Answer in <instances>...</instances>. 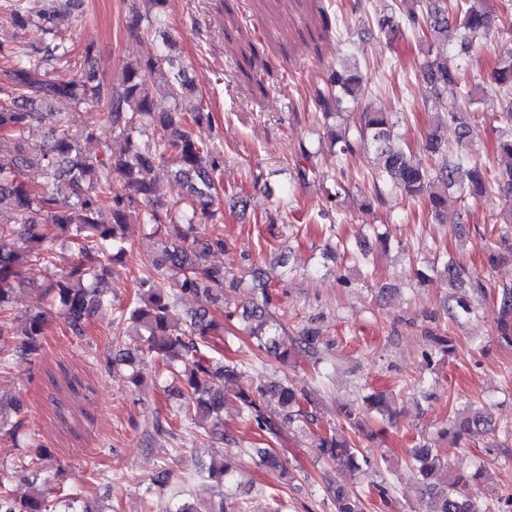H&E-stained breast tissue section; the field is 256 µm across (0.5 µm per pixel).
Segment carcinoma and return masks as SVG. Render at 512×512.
Instances as JSON below:
<instances>
[{
  "mask_svg": "<svg viewBox=\"0 0 512 512\" xmlns=\"http://www.w3.org/2000/svg\"><path fill=\"white\" fill-rule=\"evenodd\" d=\"M131 7L130 32L140 34L162 23L169 0H141ZM405 10L378 22L379 31L388 33L401 26L421 35L425 41H442L462 60H468L479 38L495 25L489 0H401ZM73 0H47L36 18L14 9L12 24L24 35L16 47L0 46V57L9 62L0 84V134L12 137V150L0 154V312L12 306L14 282L33 266L52 264L54 244L61 242L73 249L75 259L62 275L44 288L47 305L29 310L20 324L0 322V357L26 359L37 354L48 326L51 310L63 317L70 333L87 336L90 320L104 303L100 285L112 274V262L128 252L126 228L132 221L160 225L166 234L153 242L156 258L142 272L134 298L120 309L112 325V342L125 336L135 342V351L160 358L165 370L175 379L172 393L180 403L173 418L204 430L210 446L229 444L241 447L233 436L224 433V403L236 399L246 420L273 440L285 426L309 427L317 418L309 406L316 391L296 387L287 378L268 373V366L253 362H224V355L208 345L207 337L223 329L214 312L190 313L181 323L174 317L178 300L187 295L204 296L217 309L224 310L225 289H236L241 280L207 264V257L225 247L224 230L219 227L218 172L224 158L197 138L193 128L210 126L213 112L202 100L184 108L181 100L195 86L176 74L158 92L152 75L162 64L175 67L169 56H153L130 61L122 69L121 80L110 84L76 69L73 48L65 40H56L57 21ZM462 67H450L437 60L427 61L414 75L429 89L421 98L424 111L436 112L427 134L423 152L427 164L400 144L397 123L388 112H380L367 102L368 90L359 64L336 69L316 90L315 105L326 118L342 112L360 110L350 134L334 133L329 152L342 159L354 147L371 148L376 167L368 187L371 198L381 203L389 191H400L411 198H425L432 213H448V195L458 190L481 196L495 189L512 215V130L497 142V152L506 164L492 169L490 163L475 158L469 151L471 99L462 92L461 103L444 109L441 91L458 87ZM495 97L501 114L512 121V53L501 56L492 70ZM172 101L173 108L158 110V97ZM67 100L77 106H92L96 123L112 127L126 142L119 153L106 151L91 155L82 142L95 138L90 125L81 133H70L69 119L52 110L55 102ZM49 125L48 139L33 143L30 128ZM155 127L157 137L141 146L139 139ZM319 153L302 150L297 162V179L308 182L316 177ZM40 167L53 180V189L41 191L31 186L24 172ZM172 178L180 189L179 200L171 203L155 194L159 175ZM124 188L114 189L115 181ZM212 224V233L194 234V225ZM512 255V235L501 233L488 246V264L493 266L504 254ZM439 276L451 289L448 295V319L477 315L471 301L483 296L486 284L450 262L442 265ZM173 282L165 291L156 287L155 277ZM255 294L242 310H225V318H239L243 331L257 349L282 366L295 362L299 355L323 360L333 342L322 336L313 323L292 328L276 313L272 293L273 275L256 268L252 271ZM498 340L512 346V285L497 290ZM434 351L425 355L426 365L437 355L451 352L445 336L428 332ZM257 373L258 383L251 388L237 385L244 369ZM364 407L340 408L341 425L331 426L318 435L322 458L352 472L367 462L349 431L362 428L363 409L376 411L381 419L394 417L393 400L383 394L364 397ZM493 429L488 410L467 403L454 412L437 431L440 439L453 445ZM410 472L422 497L426 512H512V493L490 503L468 490L471 478L451 475L448 466L433 451L432 439L421 436L406 449ZM258 458L261 465L288 477V471L268 448H249L235 455H224L221 463L202 468L207 477L222 488L217 504L202 511L187 501L177 503L169 512H241L236 494L250 490L242 480L241 456ZM7 472L0 469V512H91L77 509L75 497L52 498L46 495L55 475L46 466L35 471L38 482L35 495L16 499L6 489ZM332 512H366L364 498L351 489L338 487L330 493Z\"/></svg>",
  "mask_w": 512,
  "mask_h": 512,
  "instance_id": "obj_1",
  "label": "carcinoma"
}]
</instances>
